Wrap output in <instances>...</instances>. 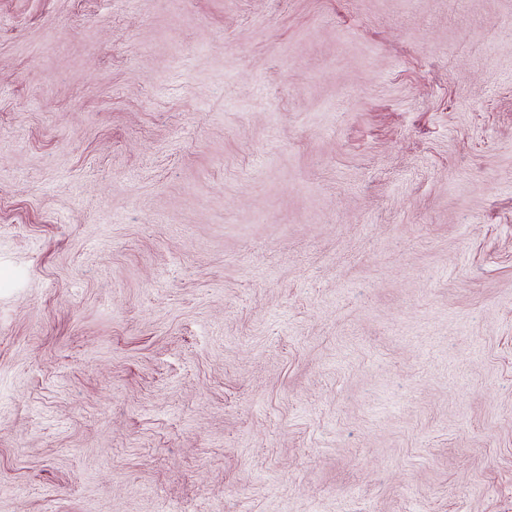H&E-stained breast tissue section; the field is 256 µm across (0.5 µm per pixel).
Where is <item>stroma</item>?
Instances as JSON below:
<instances>
[{
	"label": "stroma",
	"mask_w": 512,
	"mask_h": 512,
	"mask_svg": "<svg viewBox=\"0 0 512 512\" xmlns=\"http://www.w3.org/2000/svg\"><path fill=\"white\" fill-rule=\"evenodd\" d=\"M0 512H512V0H0Z\"/></svg>",
	"instance_id": "1"
}]
</instances>
